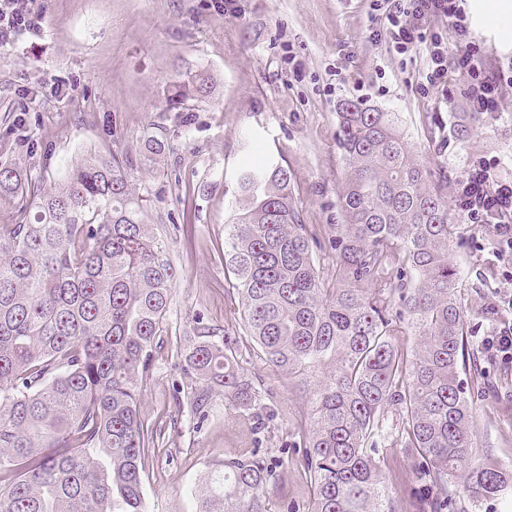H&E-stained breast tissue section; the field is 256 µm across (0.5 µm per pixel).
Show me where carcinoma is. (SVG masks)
<instances>
[{
    "label": "carcinoma",
    "instance_id": "obj_1",
    "mask_svg": "<svg viewBox=\"0 0 512 512\" xmlns=\"http://www.w3.org/2000/svg\"><path fill=\"white\" fill-rule=\"evenodd\" d=\"M212 88L208 69L190 71L172 84L167 107L183 109ZM504 118L512 121L502 112L436 116L433 150L476 146L478 132ZM338 144L346 223L329 225L332 287L282 162L240 167L224 225L238 320L308 395L310 424L293 443L303 449L308 512H397L378 447L389 408L419 484L406 512H455L456 483L474 503L497 499L512 490V462L478 446L477 400L460 378L470 346L449 258L448 160L431 184L396 113L352 100L341 103ZM166 147L147 136L142 160ZM134 166L130 156L90 154L48 191L0 163V201H23L0 220V512H146L143 465L161 432L141 413L140 389L164 348L176 272L144 221ZM403 324L417 338L412 351L396 340ZM175 358L190 414L206 417L221 390L244 434L260 442L261 384L232 343L200 327ZM273 479L258 451L230 453L208 476L204 512H270ZM325 244L322 242V249L315 250V260L325 282L332 286L334 281L331 278L336 272V252L330 249L327 241Z\"/></svg>",
    "mask_w": 512,
    "mask_h": 512
}]
</instances>
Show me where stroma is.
<instances>
[{"label": "stroma", "instance_id": "obj_1", "mask_svg": "<svg viewBox=\"0 0 512 512\" xmlns=\"http://www.w3.org/2000/svg\"><path fill=\"white\" fill-rule=\"evenodd\" d=\"M44 27L0 48V161L57 188L79 157L107 150L138 155L149 134L166 152L134 169L176 269L170 319L181 335L202 322L230 336L248 373L262 382L270 434L260 446L278 481L267 496L306 512V489L292 463L294 426L308 398L287 374L254 354L230 313L224 226L232 215L236 171L245 156L274 154L287 164L305 223L340 224L338 184L345 160L337 142L344 100L397 113L430 167L426 115L465 111L464 78L440 92L418 91L423 55H402L372 38L371 0H37ZM485 69L512 59V14L470 24ZM206 67L213 92L191 111H167V87ZM461 242L450 258L461 271L467 338L485 377L475 430L480 447L512 461V365L483 349L493 327L512 322V258L500 260L495 238L453 212ZM173 360L159 354L141 396L146 420L164 437L145 459L148 512H199L207 475L229 452L249 447L237 409L215 393L206 420L190 416ZM383 476L396 498L414 487L401 448L384 440Z\"/></svg>", "mask_w": 512, "mask_h": 512}]
</instances>
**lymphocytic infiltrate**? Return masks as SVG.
Returning a JSON list of instances; mask_svg holds the SVG:
<instances>
[{"label":"lymphocytic infiltrate","mask_w":512,"mask_h":512,"mask_svg":"<svg viewBox=\"0 0 512 512\" xmlns=\"http://www.w3.org/2000/svg\"><path fill=\"white\" fill-rule=\"evenodd\" d=\"M34 0H0V46L11 45L25 31L40 29L43 15ZM391 45L401 54H424L420 89L447 91L454 76H466L470 111L497 112L504 88L512 87V61L495 71L483 70L480 54L470 47L469 28L458 0H376ZM445 21L462 43V51L449 53L448 43L431 33L433 22ZM502 161L473 156L454 189V202L471 223L497 227L498 257H512V181L499 178Z\"/></svg>","instance_id":"lymphocytic-infiltrate-1"}]
</instances>
